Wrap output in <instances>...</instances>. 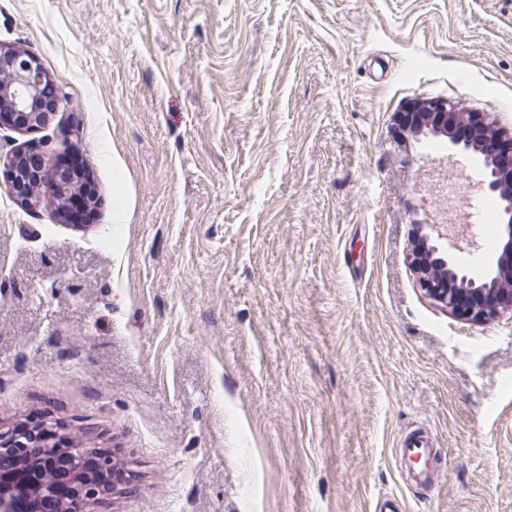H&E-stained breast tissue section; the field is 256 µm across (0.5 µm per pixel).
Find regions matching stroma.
<instances>
[{
    "instance_id": "stroma-1",
    "label": "stroma",
    "mask_w": 512,
    "mask_h": 512,
    "mask_svg": "<svg viewBox=\"0 0 512 512\" xmlns=\"http://www.w3.org/2000/svg\"><path fill=\"white\" fill-rule=\"evenodd\" d=\"M0 45L59 98L0 156L49 141L98 191L53 220L0 165V426L124 465L84 512H512V313L455 318L406 260L430 152L483 165L394 131L443 99L512 133V0H0ZM400 448L401 456L410 462H418L416 468L411 472V482L416 485H423L431 480V469L429 462L432 459V445L429 439L421 433L409 435Z\"/></svg>"
}]
</instances>
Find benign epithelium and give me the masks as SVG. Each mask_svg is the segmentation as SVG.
Here are the masks:
<instances>
[{
	"label": "benign epithelium",
	"instance_id": "obj_1",
	"mask_svg": "<svg viewBox=\"0 0 512 512\" xmlns=\"http://www.w3.org/2000/svg\"><path fill=\"white\" fill-rule=\"evenodd\" d=\"M50 78L37 60L25 53L0 46V118L20 116L18 127L35 130L48 120L50 111L43 107L41 89ZM446 100L413 101L404 111L415 116L411 126L418 135L443 136L448 148L455 151H471L487 157L482 144L476 139L459 138L448 125ZM468 121L477 125L482 134L501 138L503 134L493 129L482 114L463 112ZM44 176L51 181L55 196L64 199L74 189L72 178L61 179L49 169ZM483 191L499 197L502 207L500 225L499 263L489 274L492 285H484V277L471 276L455 269L441 247L424 240L425 257L417 251L408 254L413 272L418 276L420 288L439 306L456 317L473 323H486L504 312H512V158H493L488 166ZM78 452L86 457L98 456L101 465L85 467L79 471L58 466L47 470L43 458L49 454L54 459L70 458ZM0 453L9 454L14 461L15 477L0 484V512H22L18 505L27 506L34 512L43 502L53 504L54 512H76L77 501H89L104 493L115 491L124 481L125 472L110 455L95 448L75 444L70 438L57 437L53 443L44 441L41 435L22 425L0 429ZM113 480H107V471Z\"/></svg>",
	"mask_w": 512,
	"mask_h": 512
}]
</instances>
